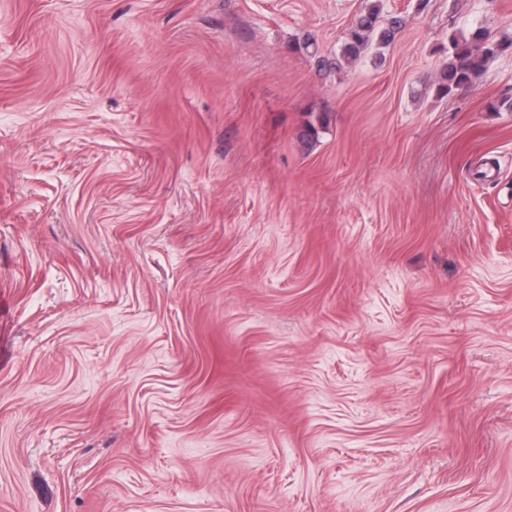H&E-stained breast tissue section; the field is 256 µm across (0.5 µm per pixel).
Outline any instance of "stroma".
Instances as JSON below:
<instances>
[{
	"label": "stroma",
	"mask_w": 512,
	"mask_h": 512,
	"mask_svg": "<svg viewBox=\"0 0 512 512\" xmlns=\"http://www.w3.org/2000/svg\"><path fill=\"white\" fill-rule=\"evenodd\" d=\"M371 2L0 0V512H512V0ZM382 4L376 0L369 9L359 16L350 28L341 51L343 60H356L367 50L370 42L376 37L379 44L390 43L401 27V21L391 17L386 25H381ZM510 46L512 43L490 41L482 28L473 29L468 34H452L448 40V60L436 81V93L446 96L472 84L481 75L487 61Z\"/></svg>",
	"instance_id": "stroma-1"
}]
</instances>
